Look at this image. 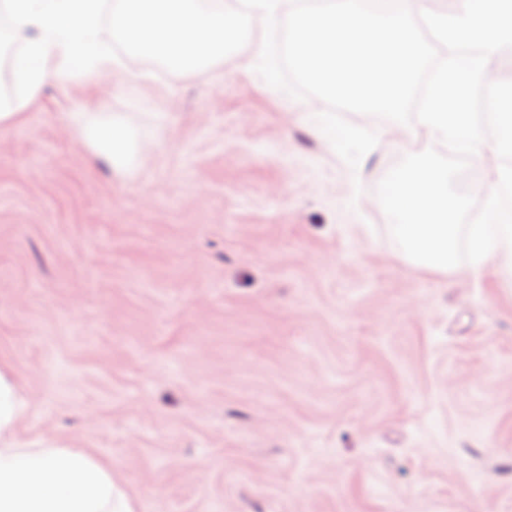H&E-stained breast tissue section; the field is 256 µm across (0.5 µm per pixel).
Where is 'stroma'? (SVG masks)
Segmentation results:
<instances>
[{
  "label": "stroma",
  "mask_w": 512,
  "mask_h": 512,
  "mask_svg": "<svg viewBox=\"0 0 512 512\" xmlns=\"http://www.w3.org/2000/svg\"><path fill=\"white\" fill-rule=\"evenodd\" d=\"M133 57L0 133V366L27 444L86 448L136 512H512V287L400 264L381 179L254 67ZM145 139L118 174L64 118Z\"/></svg>",
  "instance_id": "obj_1"
}]
</instances>
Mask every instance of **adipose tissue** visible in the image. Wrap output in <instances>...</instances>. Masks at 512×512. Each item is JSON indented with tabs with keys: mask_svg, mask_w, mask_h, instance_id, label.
Wrapping results in <instances>:
<instances>
[{
	"mask_svg": "<svg viewBox=\"0 0 512 512\" xmlns=\"http://www.w3.org/2000/svg\"><path fill=\"white\" fill-rule=\"evenodd\" d=\"M67 122L116 172L138 166L144 140L120 114L74 112ZM26 409L12 373L0 367V512H134L110 464L89 449L26 447L16 435Z\"/></svg>",
	"mask_w": 512,
	"mask_h": 512,
	"instance_id": "ef3b65f1",
	"label": "adipose tissue"
}]
</instances>
